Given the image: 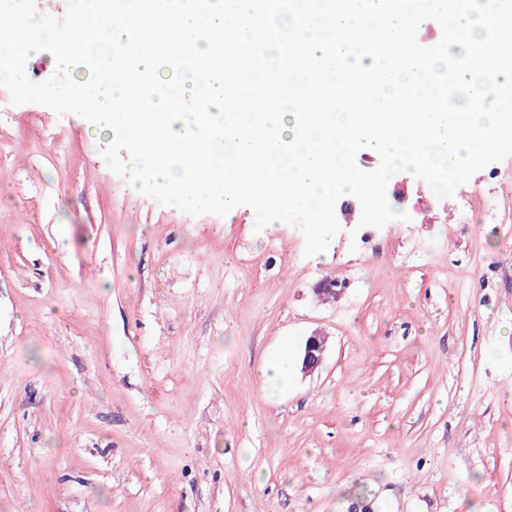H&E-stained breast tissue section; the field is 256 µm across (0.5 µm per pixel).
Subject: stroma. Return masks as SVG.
Wrapping results in <instances>:
<instances>
[{
	"mask_svg": "<svg viewBox=\"0 0 512 512\" xmlns=\"http://www.w3.org/2000/svg\"><path fill=\"white\" fill-rule=\"evenodd\" d=\"M104 144L0 88V512H512V157L449 213L393 175L406 219L314 265L249 206L132 195ZM327 340L321 334L313 333L301 348V370L308 374L317 369L323 360ZM293 373L294 367L289 354L283 351L278 352L262 368L259 376V389L267 393L277 386H288Z\"/></svg>",
	"mask_w": 512,
	"mask_h": 512,
	"instance_id": "1",
	"label": "stroma"
}]
</instances>
